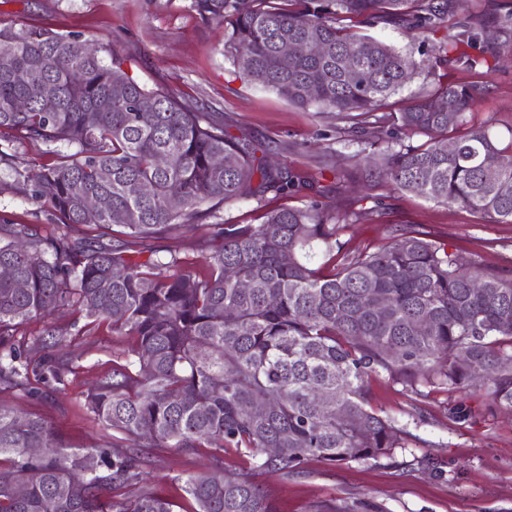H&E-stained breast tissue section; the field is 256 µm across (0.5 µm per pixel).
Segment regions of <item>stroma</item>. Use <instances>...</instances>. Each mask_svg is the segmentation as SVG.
I'll return each mask as SVG.
<instances>
[{
    "label": "stroma",
    "mask_w": 512,
    "mask_h": 512,
    "mask_svg": "<svg viewBox=\"0 0 512 512\" xmlns=\"http://www.w3.org/2000/svg\"><path fill=\"white\" fill-rule=\"evenodd\" d=\"M188 4L189 0H0V30L36 25L80 34L106 47L138 83L166 88L193 107L214 113L228 133L250 143L257 156L286 165L313 183L327 210L357 216V223L338 233L343 252H371L396 230H417L447 244L449 251L512 272V224L484 220L412 192H394L381 183L371 188L370 199H360L336 174L358 178L354 156L365 148V137L350 132L334 114L289 104L276 93L236 79L222 54L223 23L202 21ZM457 22V17H449L424 42L401 26H380L374 34L418 57L425 42L454 40ZM468 52L499 58L500 63L480 77L455 64L422 70L394 101L403 107L438 82L476 80L484 92L470 121L488 123L501 137H508L512 36L486 32ZM52 221L47 208L28 200L16 186L0 184V224ZM73 320L69 311L61 310L48 321L28 322L14 332L25 362L54 355V348L42 342L46 327L72 336L68 353L78 372L69 376L65 389L50 383L32 395L0 393V403L38 413L70 446L83 448L104 440L86 413L84 391L109 369L107 350L116 338L105 327L90 335L77 333ZM369 387L374 405L410 432L408 447L394 449L391 457L376 464L313 460L288 477L259 473L257 483L279 512H311L320 501L350 512L364 502L380 504L384 512H512V412L493 406L482 390L463 396L437 389L423 398L384 375L372 377ZM462 406L472 412L465 421L457 416ZM139 454L148 486L176 501V512H194V503L182 497L177 477L203 472L207 449L143 448Z\"/></svg>",
    "instance_id": "obj_1"
}]
</instances>
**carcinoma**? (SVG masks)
Masks as SVG:
<instances>
[{"instance_id":"1","label":"carcinoma","mask_w":512,"mask_h":512,"mask_svg":"<svg viewBox=\"0 0 512 512\" xmlns=\"http://www.w3.org/2000/svg\"><path fill=\"white\" fill-rule=\"evenodd\" d=\"M252 2L190 0L188 8L224 23V57L241 76L378 134L385 147L357 159L366 180L512 224V137L504 143L492 126L467 120L481 85L440 83L394 111L390 99L420 63L365 32L380 24L435 32L448 15L466 13L467 0ZM486 24L466 17L459 42H477ZM490 24L512 32V3ZM456 50L432 52L470 71L487 63ZM17 70L25 83L14 80ZM20 98L23 112L14 109ZM445 100L453 111L440 109ZM2 130L5 176L56 224L0 225V266L25 283L0 279V391L31 394L76 374L62 354L32 367L15 348L17 325L60 308L84 321L81 331L106 323L133 347L112 351V367L85 392L110 442L73 452L47 421L0 403V512H174L146 489L136 452L145 446L212 449L211 471L184 479L196 512H278L256 472L288 476L310 459L377 462L407 447L409 431L371 405L369 382L381 373L421 397L426 388L480 389L512 410L511 276L416 231L350 256L336 249L349 220L316 199L263 212L257 224L224 223V205L246 186L255 185L260 209L267 193L292 197L306 183L256 161L211 113L138 83L81 35L0 31ZM24 143L53 156L36 183L14 163ZM217 157L233 164L218 166ZM88 195L111 207L86 209ZM207 219L219 243L192 259L171 249L159 256L155 241ZM77 226L93 235L74 236ZM116 231L125 236L117 246ZM319 249L325 261L316 266ZM317 394L329 399L319 410ZM43 440L54 444L50 454L26 452ZM230 451L248 460L234 479L223 474ZM33 471L41 478L31 483ZM25 483L26 495L15 496Z\"/></svg>"}]
</instances>
